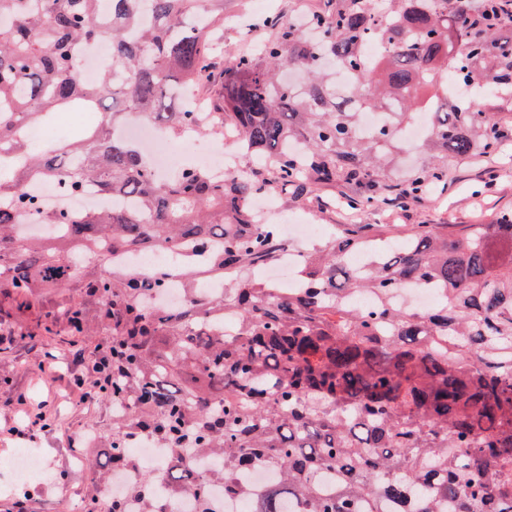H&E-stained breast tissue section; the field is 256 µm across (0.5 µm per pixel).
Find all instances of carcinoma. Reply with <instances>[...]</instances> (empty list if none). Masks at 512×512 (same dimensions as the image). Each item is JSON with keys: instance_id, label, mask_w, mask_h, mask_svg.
I'll list each match as a JSON object with an SVG mask.
<instances>
[{"instance_id": "carcinoma-1", "label": "carcinoma", "mask_w": 512, "mask_h": 512, "mask_svg": "<svg viewBox=\"0 0 512 512\" xmlns=\"http://www.w3.org/2000/svg\"><path fill=\"white\" fill-rule=\"evenodd\" d=\"M497 0H321L303 25L272 16L259 56L223 67L224 109L239 144L264 168L224 179L193 167L156 174L144 147L113 137L133 119L179 137L218 130L180 99L177 80L210 68L224 0H0V150L23 163L0 170V295L28 308L46 288L75 290L67 309L83 330L94 298L112 336V386L128 403L112 428L111 463L132 461L137 428L166 448L167 479L199 484L189 456L224 457V497L252 496L239 470L261 464L276 482L251 512H512V213L489 224H341L314 248L301 286L280 289L252 271L276 261L275 226L255 225L261 193L302 197L312 183L353 184L373 208L385 187L383 153L400 127L430 108L429 168L391 185L414 202L446 182L448 161L498 155L507 122L486 100H512V22ZM112 45L96 83L81 77L87 50ZM350 87L336 93L335 71ZM91 131L28 148L25 126L61 110L100 108ZM382 124L359 130V116ZM40 177L65 191L93 185L134 209L46 213L28 192ZM63 224L56 240L24 237L23 220ZM399 241L362 271L345 258ZM174 248L179 266L141 280L124 252ZM177 276L188 307L151 311ZM232 275L237 294L197 293ZM403 282L435 284L433 311L389 302ZM343 293H372L367 312ZM239 317L224 331V311ZM329 471L336 492L316 475Z\"/></svg>"}]
</instances>
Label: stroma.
<instances>
[{
	"mask_svg": "<svg viewBox=\"0 0 512 512\" xmlns=\"http://www.w3.org/2000/svg\"><path fill=\"white\" fill-rule=\"evenodd\" d=\"M262 29L229 25L215 38L213 66L209 75L191 87L196 95L219 105L222 86L218 75L225 63L239 53L254 50L263 40ZM350 192L337 189L319 198L295 199L276 195V219L290 223L345 224L355 211ZM512 210V145L497 158L454 163L448 168L447 190H433L409 207L381 194L371 224H484L499 212ZM52 313L56 335H37L43 313ZM54 354L51 372H42L47 354ZM105 354L102 337H72L68 334L66 302L54 290L44 291L34 309L11 312L0 318V462L22 448L41 459V473L30 483L10 486L0 473V512H18L25 503L28 512H77L80 505L102 498L103 472L92 460L95 448L112 444V404L103 396L87 400L84 387L99 377L96 362ZM53 423L43 433L29 431L27 423L36 414ZM95 427L96 439L85 435Z\"/></svg>",
	"mask_w": 512,
	"mask_h": 512,
	"instance_id": "stroma-1",
	"label": "stroma"
}]
</instances>
